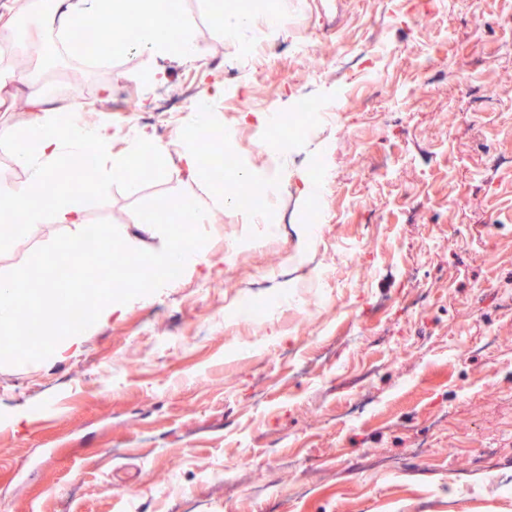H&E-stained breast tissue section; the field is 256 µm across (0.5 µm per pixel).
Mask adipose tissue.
<instances>
[{
    "mask_svg": "<svg viewBox=\"0 0 512 512\" xmlns=\"http://www.w3.org/2000/svg\"><path fill=\"white\" fill-rule=\"evenodd\" d=\"M51 22L65 30L79 29L88 37L95 57L107 59L117 52L136 49L157 56L185 54L190 48L186 37H167L163 31L166 19L156 8L155 0H51ZM132 21L140 29L136 43H129L124 30L114 28V19ZM28 110L32 117L23 127L0 129V137L14 143V159L26 173L21 186L0 182V211L13 213L19 223L85 224V211L74 197L57 192L48 193L54 174L61 162L87 152L105 155L112 146V137L106 125L88 121L84 116H67L63 103L47 104L38 96H28ZM147 143L133 139L125 154L98 178L87 181L84 192L94 195L112 180L137 175L140 161L147 151ZM224 159L211 152L202 163L187 171V185L203 190L206 201L195 196L184 197L174 208L188 216L193 223H211L215 212L224 208V188L214 171L223 169Z\"/></svg>",
    "mask_w": 512,
    "mask_h": 512,
    "instance_id": "adipose-tissue-1",
    "label": "adipose tissue"
}]
</instances>
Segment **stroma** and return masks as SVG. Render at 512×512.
<instances>
[{
    "label": "stroma",
    "mask_w": 512,
    "mask_h": 512,
    "mask_svg": "<svg viewBox=\"0 0 512 512\" xmlns=\"http://www.w3.org/2000/svg\"><path fill=\"white\" fill-rule=\"evenodd\" d=\"M179 2L170 30L190 33L191 60L119 53L89 86L122 85L131 100L151 94L150 71L170 89L193 78L202 97L221 81L211 119L232 129L240 167L259 175L281 156L282 236L225 208L203 227L206 263L115 305L48 359L0 364V512H512V0H484L478 18L449 0H288L272 17L254 0ZM218 8L250 16L241 44L266 39L283 59L297 39L331 57L341 38L375 33L397 52L354 53L342 76H317L309 93L349 110L255 152L240 132L262 115L241 103L259 94L287 111L296 92L277 71L260 83L215 68ZM423 54L442 65L414 70ZM368 66L388 71L386 90H368ZM100 117L113 155L134 134L167 155L145 153L151 178L82 196L86 219L161 251L139 217L187 195L196 109L183 106L169 138L139 112ZM317 166L332 179L313 230L304 190ZM74 231L0 237V275ZM325 266L309 328L294 307ZM244 298L255 326L229 318ZM204 464L220 479L201 481Z\"/></svg>",
    "instance_id": "obj_1"
}]
</instances>
